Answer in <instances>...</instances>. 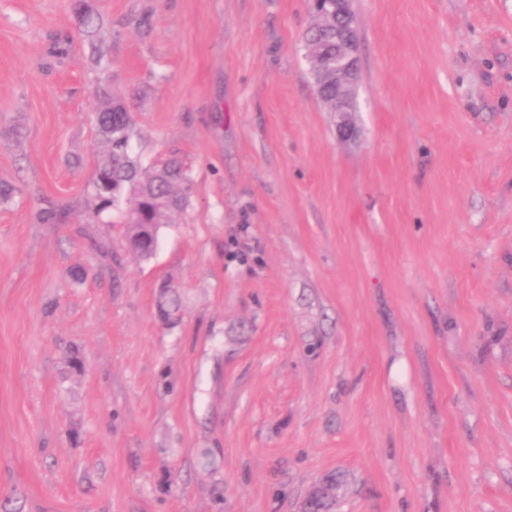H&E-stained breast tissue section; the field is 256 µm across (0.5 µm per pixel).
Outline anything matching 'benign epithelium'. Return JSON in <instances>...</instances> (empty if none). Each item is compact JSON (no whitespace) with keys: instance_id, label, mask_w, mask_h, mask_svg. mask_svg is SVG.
I'll return each instance as SVG.
<instances>
[{"instance_id":"7a95c632","label":"benign epithelium","mask_w":512,"mask_h":512,"mask_svg":"<svg viewBox=\"0 0 512 512\" xmlns=\"http://www.w3.org/2000/svg\"><path fill=\"white\" fill-rule=\"evenodd\" d=\"M353 0H318L314 12L322 25L334 30L336 55L312 67L320 97L328 96V88L336 87V99L330 111L347 114L356 111V88L360 73L359 42L356 37V20Z\"/></svg>"}]
</instances>
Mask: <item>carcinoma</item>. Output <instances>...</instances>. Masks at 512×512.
Returning a JSON list of instances; mask_svg holds the SVG:
<instances>
[{
  "label": "carcinoma",
  "mask_w": 512,
  "mask_h": 512,
  "mask_svg": "<svg viewBox=\"0 0 512 512\" xmlns=\"http://www.w3.org/2000/svg\"><path fill=\"white\" fill-rule=\"evenodd\" d=\"M98 135L107 146L91 180L94 207L87 221L96 223L102 214L120 210L125 196L131 208L121 213L130 249L144 258L151 257L158 243V232L182 209L184 191L190 178L181 160L170 157L159 168L143 170L132 147L133 129L126 102L102 85L98 90V108L94 112ZM336 479L321 483L306 501L304 512H330Z\"/></svg>",
  "instance_id": "obj_1"
}]
</instances>
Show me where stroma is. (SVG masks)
I'll use <instances>...</instances> for the list:
<instances>
[{"mask_svg":"<svg viewBox=\"0 0 512 512\" xmlns=\"http://www.w3.org/2000/svg\"><path fill=\"white\" fill-rule=\"evenodd\" d=\"M353 10L343 139L307 0H0V512H512V0ZM104 83L192 180L146 259ZM333 489H336V479H328L321 483L309 496L304 511L330 512L335 497L331 496L329 491Z\"/></svg>","mask_w":512,"mask_h":512,"instance_id":"1","label":"stroma"}]
</instances>
